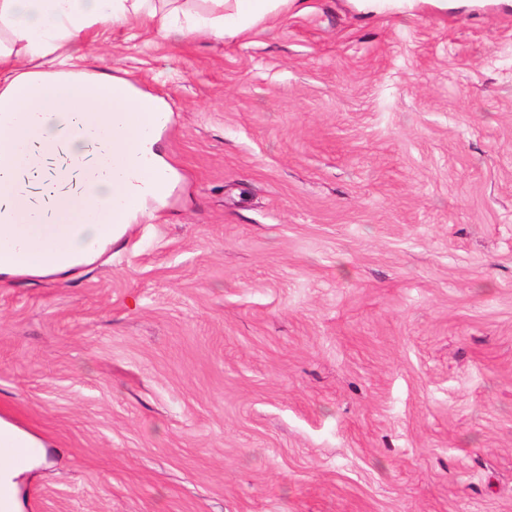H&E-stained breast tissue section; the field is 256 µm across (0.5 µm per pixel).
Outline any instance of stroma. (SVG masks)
Listing matches in <instances>:
<instances>
[{
	"mask_svg": "<svg viewBox=\"0 0 512 512\" xmlns=\"http://www.w3.org/2000/svg\"><path fill=\"white\" fill-rule=\"evenodd\" d=\"M85 40L164 203L0 281L12 512H512V0ZM2 430L3 432H7L14 441L28 447L19 448L0 446V462L11 468H21L26 464L30 454V448L44 447L40 438L16 427L12 423L0 417V437Z\"/></svg>",
	"mask_w": 512,
	"mask_h": 512,
	"instance_id": "stroma-1",
	"label": "stroma"
}]
</instances>
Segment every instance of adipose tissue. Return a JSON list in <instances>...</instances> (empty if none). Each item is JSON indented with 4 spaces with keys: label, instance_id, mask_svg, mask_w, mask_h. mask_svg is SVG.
Returning a JSON list of instances; mask_svg holds the SVG:
<instances>
[{
    "label": "adipose tissue",
    "instance_id": "adipose-tissue-1",
    "mask_svg": "<svg viewBox=\"0 0 512 512\" xmlns=\"http://www.w3.org/2000/svg\"><path fill=\"white\" fill-rule=\"evenodd\" d=\"M293 0H0V278L67 276L119 239L146 198L163 201L169 172L156 133L166 112L131 83L90 74L83 39L140 19L165 38L223 39L279 15ZM82 172L79 193L37 205L25 172L61 150Z\"/></svg>",
    "mask_w": 512,
    "mask_h": 512
}]
</instances>
